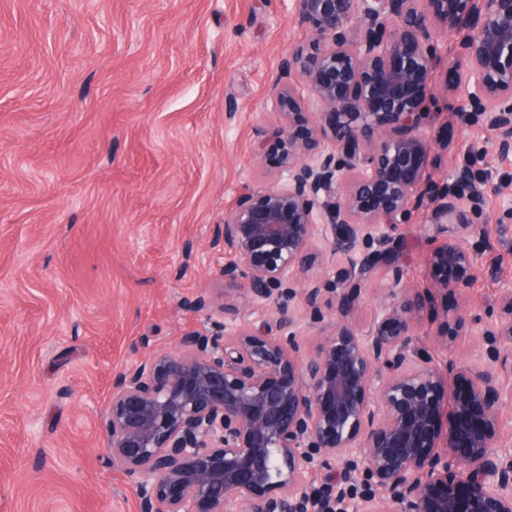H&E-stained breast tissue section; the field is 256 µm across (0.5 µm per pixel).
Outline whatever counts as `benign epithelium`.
<instances>
[{"instance_id":"7a95c632","label":"benign epithelium","mask_w":512,"mask_h":512,"mask_svg":"<svg viewBox=\"0 0 512 512\" xmlns=\"http://www.w3.org/2000/svg\"><path fill=\"white\" fill-rule=\"evenodd\" d=\"M308 50L283 58L277 125L256 129L277 151L286 182L244 194L224 216V281L241 300L200 297L220 331L184 334L176 353L146 356L113 380L104 454L130 477L139 512H512V444L501 435L512 405V281L487 321L465 304L481 251L512 224L473 220L489 192L512 189L488 151L512 155V0H293ZM462 64L448 86L456 110L491 135L452 163V186L426 174L422 127L443 48ZM324 122L301 142L292 123L305 98ZM431 223L430 286L400 270L365 322L364 283L392 265L401 230L422 207ZM343 256L322 310L310 275ZM456 299L448 304L446 299ZM298 299L303 313L285 312ZM281 311L262 331L245 310ZM443 316L420 347L428 312ZM314 348L306 335L325 317ZM474 337L476 358L456 342Z\"/></svg>"}]
</instances>
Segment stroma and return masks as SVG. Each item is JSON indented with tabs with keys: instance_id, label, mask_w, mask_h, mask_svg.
<instances>
[{
	"instance_id": "stroma-1",
	"label": "stroma",
	"mask_w": 512,
	"mask_h": 512,
	"mask_svg": "<svg viewBox=\"0 0 512 512\" xmlns=\"http://www.w3.org/2000/svg\"><path fill=\"white\" fill-rule=\"evenodd\" d=\"M311 40L293 0H0V512H138L101 454L112 380L215 330L191 305L224 295L225 214L286 179L254 131ZM424 129L438 182L489 140L448 114ZM413 221L396 268L423 288L430 214ZM510 276L479 261L471 312Z\"/></svg>"
}]
</instances>
